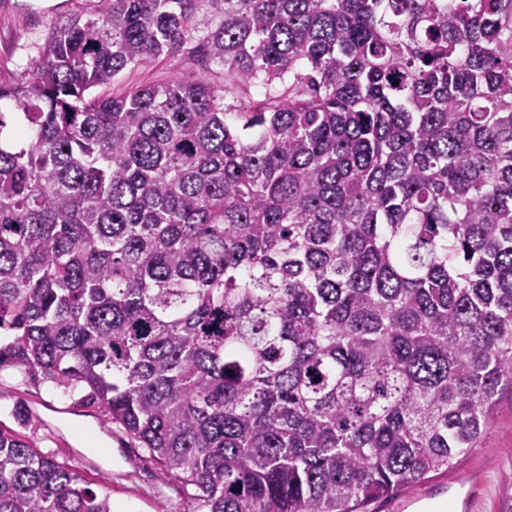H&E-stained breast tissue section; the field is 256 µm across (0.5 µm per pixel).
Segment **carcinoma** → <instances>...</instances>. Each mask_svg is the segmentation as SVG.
Listing matches in <instances>:
<instances>
[{
  "instance_id": "carcinoma-1",
  "label": "carcinoma",
  "mask_w": 512,
  "mask_h": 512,
  "mask_svg": "<svg viewBox=\"0 0 512 512\" xmlns=\"http://www.w3.org/2000/svg\"><path fill=\"white\" fill-rule=\"evenodd\" d=\"M2 100L0 368L205 512H363L476 447L512 386V0H112ZM0 512L112 499L0 427ZM192 69L191 62L185 56H162L149 66H131L126 68L116 77L110 87L98 88L94 92H100L103 95L119 94L130 88L147 83H164L181 74L186 75Z\"/></svg>"
}]
</instances>
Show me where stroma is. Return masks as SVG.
<instances>
[{"instance_id":"stroma-1","label":"stroma","mask_w":512,"mask_h":512,"mask_svg":"<svg viewBox=\"0 0 512 512\" xmlns=\"http://www.w3.org/2000/svg\"><path fill=\"white\" fill-rule=\"evenodd\" d=\"M112 0H0V73L21 74L38 58L56 25L67 18L110 9ZM185 56L160 57L151 65L128 67L113 81L119 94L147 83H163L190 73ZM31 421L19 424L18 406ZM0 426L14 429L40 451L77 471L94 489L107 491L114 512H196L192 487L165 471L103 410L79 408L63 389L31 378L20 369L0 370ZM105 449L84 451L86 438ZM424 496L406 489L373 502L367 512H512V388L501 390L493 416L476 448L453 468L427 479Z\"/></svg>"}]
</instances>
